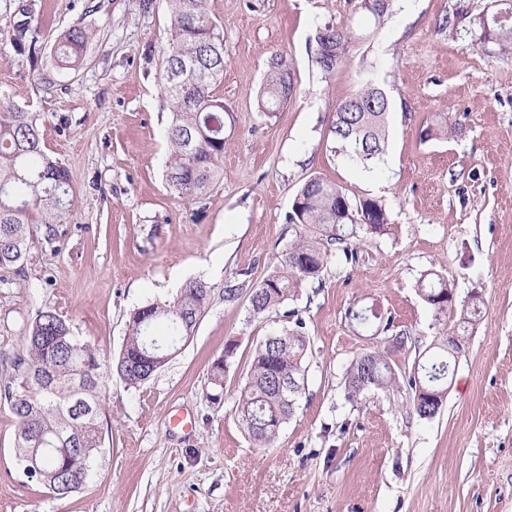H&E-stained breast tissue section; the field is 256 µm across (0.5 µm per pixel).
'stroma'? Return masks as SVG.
<instances>
[{"label":"stroma","instance_id":"stroma-1","mask_svg":"<svg viewBox=\"0 0 512 512\" xmlns=\"http://www.w3.org/2000/svg\"><path fill=\"white\" fill-rule=\"evenodd\" d=\"M494 0H395L377 35L324 75L316 35L361 23L354 0H207L224 32V172L202 197L165 181L168 108L159 84L172 20L167 0H0V97L37 113L44 151L68 169L74 205L54 243L35 240L22 271L0 270V389L37 310L63 313L102 360L119 351L136 309L171 300L188 280L212 288L194 337L139 388L102 389L104 456L89 485L61 499L24 475L15 419L0 402V512H512V50L480 41ZM86 30L75 69L57 40ZM286 58L291 98L260 112L262 78ZM387 92L386 152L369 172L334 151L338 103L365 80ZM447 126L426 140L424 129ZM313 176L386 208L355 262L336 255L318 283L256 318L249 291L298 232L294 198ZM454 301L437 313L418 293L429 272ZM235 297H228V289ZM479 296L439 412L408 411V385L346 397L352 362L383 335L346 312L375 306L398 374L453 333ZM295 312L310 340L295 415L268 448L234 402L250 353ZM235 361L218 400L212 363Z\"/></svg>","mask_w":512,"mask_h":512}]
</instances>
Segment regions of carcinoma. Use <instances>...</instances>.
Returning a JSON list of instances; mask_svg holds the SVG:
<instances>
[{
  "mask_svg": "<svg viewBox=\"0 0 512 512\" xmlns=\"http://www.w3.org/2000/svg\"><path fill=\"white\" fill-rule=\"evenodd\" d=\"M172 38L164 48L160 83L171 121L166 137L171 147L165 179L180 197L198 198L223 175L224 101L213 89L224 80V35L210 17L205 0H169ZM505 18L495 28L502 47H512V0H500ZM392 6L363 12L368 24L358 29L326 26L318 31L316 63L332 74L351 46L373 38ZM86 33L69 30L57 42L54 59L70 69L78 67ZM293 92L288 62L274 60L260 94V111L273 114ZM390 102L386 93L367 82L337 108L331 134L336 153L364 170L385 153ZM0 269L23 270L32 258L33 229L39 224L43 240L58 237V224L74 202L68 170L42 150L38 118L25 108L0 100ZM289 223L299 228L297 239L274 263L267 276L250 289L252 315L278 307L308 282L320 279L336 256V247L361 242L366 234H382L389 218L375 198L351 201L347 190L320 177L307 180L297 193ZM420 296L437 311L448 308L452 288L435 272L418 283ZM212 288L202 280L186 282L176 296L147 304L129 319L127 333L111 371L128 387L145 384L154 374L149 345L156 356L178 350L193 337L207 312ZM480 316V300L473 298L460 318L456 336L434 344L432 354L417 364L408 379L410 412L422 419L434 417L425 392L446 395L452 364L460 347L455 339L469 335ZM346 318L360 325L383 322L373 306L350 308ZM407 337L393 336L388 351H373L356 359L347 371L346 389L356 398L372 389L397 383L391 350H402ZM238 342L231 340L211 368V384L224 388ZM308 351L304 323L266 337L251 356L244 385L235 401L239 421L253 442L273 443L295 414L304 388L303 367ZM11 382L0 398L15 418L14 448L26 476L37 478L60 498L80 492L92 480L102 456L101 383L103 373L96 348L74 336L69 322L54 309H41L27 325L22 348L11 362Z\"/></svg>",
  "mask_w": 512,
  "mask_h": 512,
  "instance_id": "1",
  "label": "carcinoma"
}]
</instances>
